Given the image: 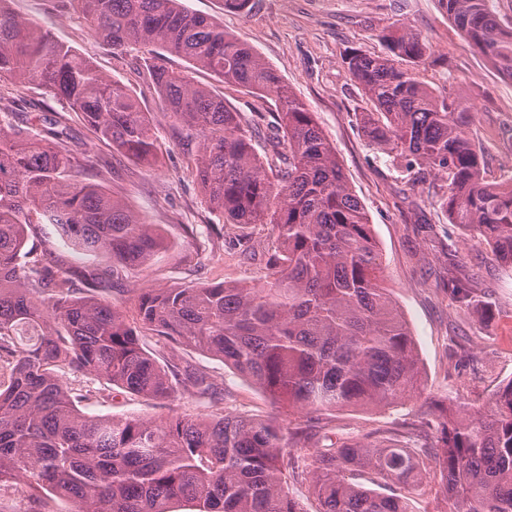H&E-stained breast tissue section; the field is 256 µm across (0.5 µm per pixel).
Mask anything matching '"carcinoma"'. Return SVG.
<instances>
[{"mask_svg": "<svg viewBox=\"0 0 512 512\" xmlns=\"http://www.w3.org/2000/svg\"><path fill=\"white\" fill-rule=\"evenodd\" d=\"M114 48L154 46L261 94L274 89L286 167L270 177L224 98L182 70L144 61L192 158L211 210L227 224H271L257 288L213 285L134 291L131 311L98 297L120 270L146 264L165 247L152 224L88 177L71 144L68 116L40 103L0 113V491L25 477L35 502L51 495L77 512H303L285 491L308 477L318 512H409L406 497L349 479L359 468L386 484L420 487L421 453L433 456L442 493L456 512H512V380L487 405L440 406V437L399 446L348 440L305 454L309 424L283 443L278 425L232 413L153 421L89 416L65 374L166 400L182 385L204 398L212 384L161 364V349L190 348L269 394L288 413L386 407L409 399L421 371L409 326L383 286L368 214L348 186L336 148L314 114L248 44L180 0H73ZM448 20L502 76L512 79V26L490 0H439ZM384 56L350 52L349 72L373 105L359 124L374 149L394 152L421 183L439 182L448 221L485 241L512 269V179L491 182L471 135L473 113L450 89L419 71L435 64L422 34L400 25L382 35ZM36 84L79 113L112 152L150 160L156 132L131 91L50 30L0 0V79ZM53 227L78 255L103 254L104 268H64L26 248L34 229ZM458 302L487 308L465 281L448 280Z\"/></svg>", "mask_w": 512, "mask_h": 512, "instance_id": "cac0c4a2", "label": "carcinoma"}]
</instances>
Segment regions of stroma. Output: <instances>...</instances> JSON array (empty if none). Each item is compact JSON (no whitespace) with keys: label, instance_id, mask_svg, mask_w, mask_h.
Instances as JSON below:
<instances>
[{"label":"stroma","instance_id":"stroma-1","mask_svg":"<svg viewBox=\"0 0 512 512\" xmlns=\"http://www.w3.org/2000/svg\"><path fill=\"white\" fill-rule=\"evenodd\" d=\"M190 11L213 17L226 31L251 45L314 112L332 142L348 183L369 213L380 252L384 281L409 324L422 382L416 396L394 406L345 409L321 415L333 441H374L394 436L406 441L424 431L434 434L437 408L448 399L479 406L512 379V270L490 248L449 224L433 188L414 183L393 155L370 149L357 123L371 110L344 57L356 48L385 51L381 39L392 26L407 24L428 40L437 66L423 71L431 86H447L474 114L472 130L481 147L487 178H512V79L501 77L449 21L439 0H251L236 12L224 0H182ZM21 18L91 58L104 73L128 86L157 128L155 159L142 164L113 155L79 116L70 126L88 160L86 172L121 198L143 221L159 225L167 246L147 264L124 271L123 291L109 293L127 304L134 289L199 284L260 283L264 254L274 237L268 224H228L218 234L187 232L190 224L216 223L183 152L173 121L162 112L145 74L143 48L112 49L98 39L78 9L63 0H11ZM164 65L188 69L193 81L213 88L243 122L255 126V147L272 157L270 124L278 110L275 92L247 94L219 82L203 69L188 68L180 56L163 54ZM468 280L488 311L461 306L448 292L450 278ZM180 366L206 374L221 407L237 415L274 422L290 431L300 415L278 410L248 380L220 360L191 349L175 352ZM75 385L97 391L91 415L167 419L208 412V400L177 388L166 402L134 396L101 382L76 377Z\"/></svg>","mask_w":512,"mask_h":512}]
</instances>
